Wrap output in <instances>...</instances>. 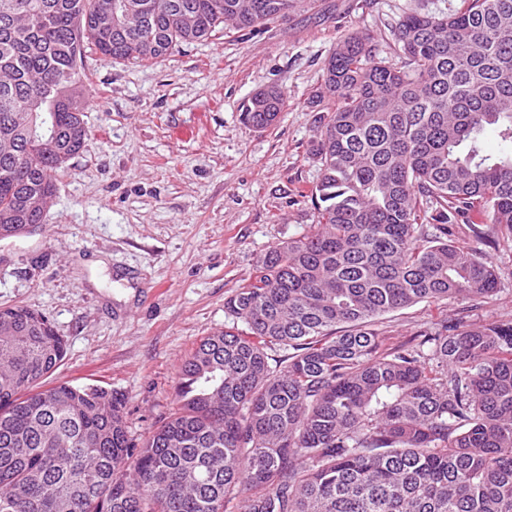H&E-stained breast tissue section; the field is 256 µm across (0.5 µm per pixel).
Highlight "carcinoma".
<instances>
[{
    "label": "carcinoma",
    "instance_id": "obj_1",
    "mask_svg": "<svg viewBox=\"0 0 512 512\" xmlns=\"http://www.w3.org/2000/svg\"><path fill=\"white\" fill-rule=\"evenodd\" d=\"M312 0H0V240L30 235L88 134L82 59L152 64L179 44L286 21ZM398 63L339 41L311 105L310 231L259 256L233 325L182 363L178 409L138 444L124 399L40 388L65 343L0 308V512H512V321L445 319L381 349L377 318L487 298L494 267L459 243L470 213L512 238V0L396 23ZM269 87L242 120L271 126ZM243 328H238V325ZM288 351L272 359L269 350Z\"/></svg>",
    "mask_w": 512,
    "mask_h": 512
}]
</instances>
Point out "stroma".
<instances>
[{
	"instance_id": "1",
	"label": "stroma",
	"mask_w": 512,
	"mask_h": 512,
	"mask_svg": "<svg viewBox=\"0 0 512 512\" xmlns=\"http://www.w3.org/2000/svg\"><path fill=\"white\" fill-rule=\"evenodd\" d=\"M458 0H316L288 21L182 44L145 66L88 53V137L57 183L45 224L0 241V307L43 313L66 343L45 386L98 385L121 395L140 441L177 408L181 363L231 325L224 301L257 257L305 233L319 181L310 101L344 36H374L393 61V28L412 11L451 13ZM287 103L271 127L241 118L255 92ZM461 242L491 260L486 299L419 302L380 316L386 350L417 345L440 319L512 320V239Z\"/></svg>"
}]
</instances>
